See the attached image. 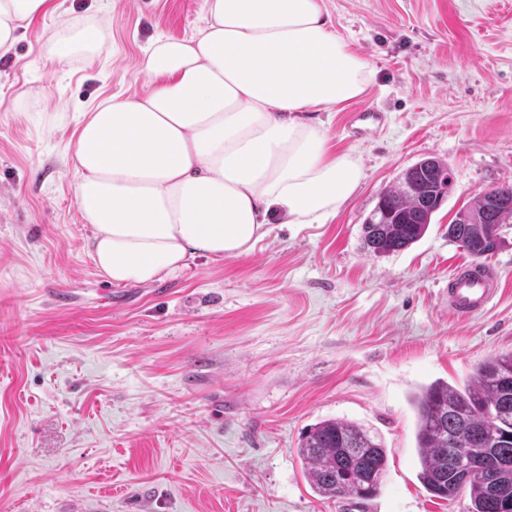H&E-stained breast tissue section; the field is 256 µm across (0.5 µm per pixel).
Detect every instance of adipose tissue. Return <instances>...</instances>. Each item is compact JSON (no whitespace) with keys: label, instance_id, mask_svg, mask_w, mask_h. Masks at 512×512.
I'll use <instances>...</instances> for the list:
<instances>
[{"label":"adipose tissue","instance_id":"ef3b65f1","mask_svg":"<svg viewBox=\"0 0 512 512\" xmlns=\"http://www.w3.org/2000/svg\"><path fill=\"white\" fill-rule=\"evenodd\" d=\"M55 0H0V57ZM203 26L153 37L147 91L85 113L76 204L114 283L148 282L196 254L239 258L273 223L320 224L365 178L336 151L322 113L360 99L375 69L333 28L323 0H202ZM101 23L71 20L48 40L57 66L98 56Z\"/></svg>","mask_w":512,"mask_h":512}]
</instances>
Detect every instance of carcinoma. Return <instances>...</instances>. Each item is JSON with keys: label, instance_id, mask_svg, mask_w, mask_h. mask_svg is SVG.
<instances>
[{"label": "carcinoma", "instance_id": "1", "mask_svg": "<svg viewBox=\"0 0 512 512\" xmlns=\"http://www.w3.org/2000/svg\"><path fill=\"white\" fill-rule=\"evenodd\" d=\"M452 178L438 159L404 171L397 186L382 192L362 224L364 246L375 255L399 252L426 233L448 197ZM512 218V188L481 194L448 225V237L474 257L497 251L502 224ZM416 416L418 478L434 497L453 501L469 491V512H502L512 503V352L483 363L463 388L437 380L412 396ZM474 459L507 460L464 481L452 464L455 449ZM298 455L313 488L330 498L368 499L385 472L388 449L359 424L323 420L303 435Z\"/></svg>", "mask_w": 512, "mask_h": 512}]
</instances>
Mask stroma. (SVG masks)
Masks as SVG:
<instances>
[{
    "mask_svg": "<svg viewBox=\"0 0 512 512\" xmlns=\"http://www.w3.org/2000/svg\"><path fill=\"white\" fill-rule=\"evenodd\" d=\"M376 70L326 120L366 177L322 224H277L239 258L197 255L147 283L102 274L74 197L84 112L143 91L151 37L191 35L201 0H112L102 52L61 68L46 39L99 15L64 0L0 58V512H466L419 482L410 397L467 383L512 351V221L485 257L498 293L448 312V277L471 255L455 214L512 187V0H324ZM383 115L360 134L358 107ZM453 188L425 235L377 256L361 226L424 158ZM388 448L372 498H324L297 448L326 420Z\"/></svg>",
    "mask_w": 512,
    "mask_h": 512,
    "instance_id": "1",
    "label": "stroma"
}]
</instances>
